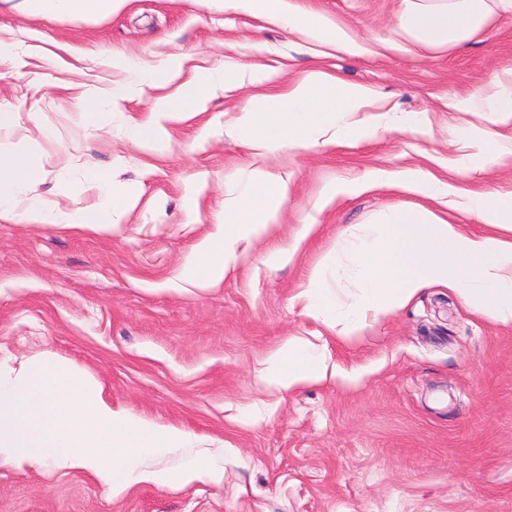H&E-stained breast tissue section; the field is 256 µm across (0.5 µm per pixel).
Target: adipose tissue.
<instances>
[{"instance_id": "1", "label": "adipose tissue", "mask_w": 512, "mask_h": 512, "mask_svg": "<svg viewBox=\"0 0 512 512\" xmlns=\"http://www.w3.org/2000/svg\"><path fill=\"white\" fill-rule=\"evenodd\" d=\"M243 11L263 16L311 40L331 43L358 56L365 47L327 16L303 10L296 0H227ZM512 14V0H401L388 46L398 52L408 45L428 51L450 50L478 39L503 14ZM170 68L134 73L131 83L111 97H85L84 112L108 119V110L124 102L132 85L161 84ZM270 81L271 73L254 67L225 64L217 72L197 73L179 93L155 98L149 117L135 122L130 138L142 147L163 143L167 124L204 111L220 88L241 79ZM374 99L370 88L342 82L315 68L274 96L253 98L238 119V132L253 149L268 153L298 143L309 146H351L375 136L379 123L359 119ZM456 112H489L498 126L512 128V68L495 76L483 95L458 96L448 102ZM41 170L30 155L0 152V220L21 218L29 224L60 227L77 234L109 228L123 214L131 192L106 170L85 178L99 196L97 207L51 210L32 196ZM367 182L394 185L424 197H443L450 208L490 226L487 234L465 231L419 206L394 209L381 222L360 230H345L342 246L328 253L298 294L305 314L337 336L358 335L370 319L406 306L422 289L439 285L496 323L512 326V194L487 197L437 179L419 168L368 173ZM288 197V183L265 169L252 170L235 201L224 212L216 234L203 239L183 267L181 277L199 288L219 284L236 260L240 242L263 236L276 224ZM350 268L361 288L352 301H343L328 274ZM325 355L307 339L293 336L266 360L263 381L279 392L325 380Z\"/></svg>"}]
</instances>
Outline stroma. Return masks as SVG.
Segmentation results:
<instances>
[{
    "label": "stroma",
    "instance_id": "obj_1",
    "mask_svg": "<svg viewBox=\"0 0 512 512\" xmlns=\"http://www.w3.org/2000/svg\"><path fill=\"white\" fill-rule=\"evenodd\" d=\"M369 48L355 57L310 42L224 0H124L116 9L48 16L0 0V142L29 149L42 170L34 195L53 209L93 207L88 169L115 168L138 201L108 232L72 234L0 221V375L61 359L113 406L223 448L220 484H140L112 497L95 476L46 464L0 465V512H512V326L448 289H425L352 339L327 340L338 373L293 392L264 386L268 354L291 336L323 334L297 300L322 258L356 224L416 195L366 184L373 169L418 167L456 179L462 131L486 112H451L512 67V16L481 40L442 52L380 46L401 0H299ZM177 62L163 89L140 86L109 120L83 111L126 74ZM260 64L270 82L218 92L206 112L171 124L157 149L131 144L129 122L194 71ZM323 67L375 92L390 128L352 147L249 149L236 120L257 96ZM254 167L287 178L288 199L264 236L211 288L179 271L216 233L233 182ZM349 194L322 205L324 188ZM314 224L305 233L306 224ZM292 251L284 266L270 251Z\"/></svg>",
    "mask_w": 512,
    "mask_h": 512
}]
</instances>
